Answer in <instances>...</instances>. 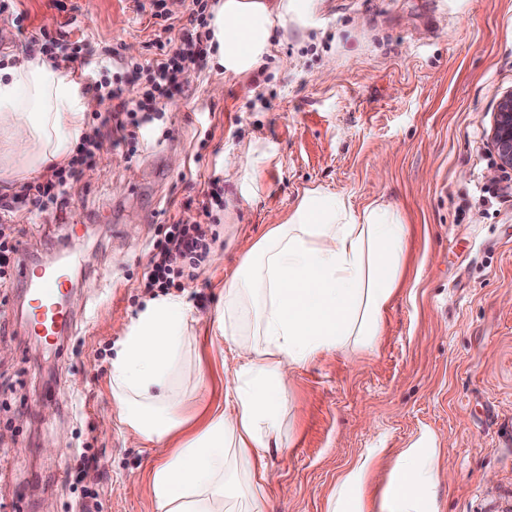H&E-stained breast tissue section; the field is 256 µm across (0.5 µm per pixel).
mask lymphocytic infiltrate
Returning <instances> with one entry per match:
<instances>
[{
  "label": "lymphocytic infiltrate",
  "mask_w": 512,
  "mask_h": 512,
  "mask_svg": "<svg viewBox=\"0 0 512 512\" xmlns=\"http://www.w3.org/2000/svg\"><path fill=\"white\" fill-rule=\"evenodd\" d=\"M209 0H191L187 25L181 36H172L169 13H162L164 33L155 37L156 52L145 62H129V77L111 90L102 83L88 82L86 89L104 102L105 117L100 125L85 133L69 161L54 167L44 179L21 184L12 196L0 197V282L12 271L10 261L20 242L13 234L10 219L15 203L29 211L48 206L65 210L70 191L78 181L83 166L91 165L100 148L101 131H109L116 147L134 153L141 138L147 137L154 120L160 119L178 87L179 75L190 68L203 69L207 52L203 48L204 30L208 25ZM211 226L199 217L186 215L167 227L153 241L143 273L146 292L180 287L183 280H196L208 249Z\"/></svg>",
  "instance_id": "f902f5d3"
}]
</instances>
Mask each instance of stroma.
<instances>
[{"label": "stroma", "mask_w": 512, "mask_h": 512, "mask_svg": "<svg viewBox=\"0 0 512 512\" xmlns=\"http://www.w3.org/2000/svg\"><path fill=\"white\" fill-rule=\"evenodd\" d=\"M74 2L64 12L15 0V14H0V53L64 26L85 34L79 62L98 81L151 57L153 30L130 0ZM181 86L135 156L102 134L96 175L74 185L67 212L15 219L33 259L77 252L85 262L73 268L74 324L55 345L30 334L17 282L0 285V512H78L71 476L87 445L98 463L86 484L103 512H156L147 476L161 451L118 425L109 359L150 298L141 284L150 242L184 211L198 213L212 177L224 205L212 210L210 248L223 263L203 264L181 290L210 406L223 404L243 358L204 330L271 216L321 185L358 209L384 199L411 228L374 349L290 372L289 446L265 459L263 512H326L337 479L374 448L373 487L383 491L394 459L424 433L438 447V512H512V194L489 178L490 124L512 90V0H326L319 29L278 42L248 81L209 66ZM255 140L277 155L246 201L239 159Z\"/></svg>", "instance_id": "1"}]
</instances>
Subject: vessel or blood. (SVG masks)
I'll use <instances>...</instances> for the list:
<instances>
[{"instance_id": "obj_1", "label": "vessel or blood", "mask_w": 512, "mask_h": 512, "mask_svg": "<svg viewBox=\"0 0 512 512\" xmlns=\"http://www.w3.org/2000/svg\"><path fill=\"white\" fill-rule=\"evenodd\" d=\"M14 274L36 303L31 317L34 335L48 341L70 325L72 318L59 303L64 277L39 272L23 249L17 254Z\"/></svg>"}]
</instances>
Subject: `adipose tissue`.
Instances as JSON below:
<instances>
[{"label":"adipose tissue","mask_w":512,"mask_h":512,"mask_svg":"<svg viewBox=\"0 0 512 512\" xmlns=\"http://www.w3.org/2000/svg\"><path fill=\"white\" fill-rule=\"evenodd\" d=\"M323 0H215L211 59L225 74L262 67L276 33L317 29ZM94 102L84 83L41 53L0 66V178L24 179L67 163ZM272 145L250 143L239 194L256 195ZM409 226L382 200L354 208L323 187L305 190L269 225L224 285L214 335L244 349L223 408L192 409L203 384L192 358L197 337L185 297L148 300L110 361L120 426L165 448L149 475L157 512H262L265 457L284 447L286 372L320 356L372 348L400 286ZM421 438L394 460L377 506L365 505L375 454L359 457L336 483L327 512H437L434 454Z\"/></svg>","instance_id":"1"}]
</instances>
